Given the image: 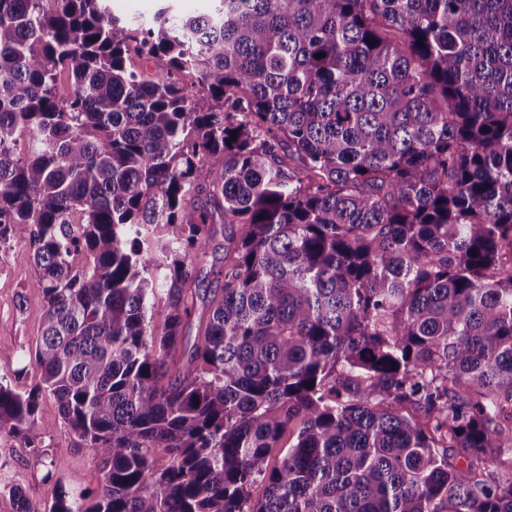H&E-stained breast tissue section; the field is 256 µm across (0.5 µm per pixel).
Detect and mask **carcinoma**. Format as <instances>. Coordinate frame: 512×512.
<instances>
[{"label": "carcinoma", "mask_w": 512, "mask_h": 512, "mask_svg": "<svg viewBox=\"0 0 512 512\" xmlns=\"http://www.w3.org/2000/svg\"><path fill=\"white\" fill-rule=\"evenodd\" d=\"M215 2L0 0V434L47 394L103 470L45 512H512V0ZM114 15L127 23L146 26L154 14L164 7L176 14L198 16L210 13L214 7L212 0H107L105 2ZM207 263L201 272L200 279L204 280V284L210 283L211 288H215L216 283L214 282V276L210 273L212 263L215 260H219L224 255V229L222 226H218V232L216 236L211 240L208 246ZM37 275L26 241L0 245V374L13 378L23 368L19 385L28 389L41 384L40 370L24 356L40 336L45 312L33 290Z\"/></svg>", "instance_id": "cac0c4a2"}]
</instances>
